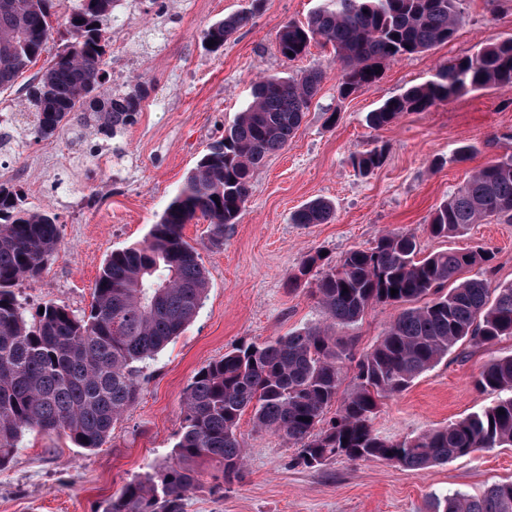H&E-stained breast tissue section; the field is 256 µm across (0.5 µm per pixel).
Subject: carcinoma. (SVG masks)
Here are the masks:
<instances>
[{"label":"carcinoma","mask_w":512,"mask_h":512,"mask_svg":"<svg viewBox=\"0 0 512 512\" xmlns=\"http://www.w3.org/2000/svg\"><path fill=\"white\" fill-rule=\"evenodd\" d=\"M119 4L0 0V91L16 86L22 92L33 112L28 131L34 140L65 127L113 139L136 123L148 96L144 84L102 91L112 46L104 23L117 21ZM459 4L321 0L305 24L282 26L278 51L294 61L313 42L331 44L340 70L338 94L347 98L377 82L385 63L449 42L464 20ZM251 17L246 11L225 16L204 30L202 42L211 52L224 49ZM59 18L67 39L47 65L17 85L47 51ZM325 75L313 68L255 83L251 103L190 170L148 237L108 255L87 313L49 304L30 314L18 300L15 288L37 281L59 250L58 217L24 206L16 186L0 182V469L31 431L62 432L87 450L106 442L138 397L146 361L195 320L206 298L208 272L183 238V226L203 218L213 241L224 238V226L237 223L248 200L254 172L294 137ZM494 86L512 87L511 36L448 60L431 79L370 112L368 122L380 129L402 112H423ZM384 159L385 149L376 147L356 156L354 166L366 174ZM333 212L330 201L318 198L293 221L324 224ZM487 218L512 224L511 155L477 170L435 209L427 228L434 237H456ZM419 254L414 235L387 232L372 247L336 263L320 253L308 256L288 286L317 271L316 293L328 324L242 343L202 366L184 393L175 461L128 480L103 512H185L186 497L198 482L194 464L203 459L219 466L215 488L241 481L246 451L237 429L248 409L256 429L299 446L297 463L308 468L342 457L427 469L478 450L512 447V395L416 438L388 442L372 429L381 399L406 390L459 341L487 344L512 336V284L491 288L479 277L459 279L466 268L488 261L487 255ZM392 288L398 294L391 295ZM372 303L407 308L360 358L353 389L325 424L342 384V348L334 328L356 322ZM477 386L512 391V355L491 362ZM427 512H512V481L479 496L437 497Z\"/></svg>","instance_id":"carcinoma-1"}]
</instances>
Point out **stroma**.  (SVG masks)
<instances>
[{
    "instance_id": "35a3bbf8",
    "label": "stroma",
    "mask_w": 512,
    "mask_h": 512,
    "mask_svg": "<svg viewBox=\"0 0 512 512\" xmlns=\"http://www.w3.org/2000/svg\"><path fill=\"white\" fill-rule=\"evenodd\" d=\"M318 4L163 0L157 6L121 0L115 37L131 52L111 56L107 72L121 85L148 86L137 123L113 140L91 130L65 129L43 141L21 133L11 156L0 158V182L15 183L27 206L49 209L59 220V251L38 281L18 288L19 300L31 312L49 303L81 312L90 307L106 256L144 240L187 173L249 103L258 77L327 70L294 138L255 171L248 201L223 239L212 241L207 221L184 226V239L209 273L207 297L186 330L148 361L136 403L103 447L91 451L63 435H27L0 470V512H102L127 480L170 461L184 391L203 365L235 345L324 323L315 279L287 285L307 255L323 252L337 261L370 248L384 232L403 231L414 234L424 256L446 250L488 254L467 276L487 279L494 288L512 283V224L487 220L453 238H435L426 229L434 210L475 170L512 155V88L490 87L405 112L381 129L366 120L386 99L430 79L448 59L512 36V0H461L464 22L452 41L387 63L376 84L345 99L337 92L331 47L311 44L293 62L277 48L279 29L306 21ZM242 10L252 11L250 23L222 53L208 52L202 32ZM379 146L386 149L383 165L360 175L354 156ZM461 146L471 154L459 162ZM316 198L333 204L332 218L294 223V213ZM398 312L375 304L358 322L336 326L346 347L342 390H349L357 360L379 343ZM510 354L512 337L457 343L405 391L381 401L375 433L401 441L491 406L497 393L481 390L475 380L490 361ZM238 435L246 450L244 482L215 491L216 463L198 462L199 481L186 512H426L434 496L478 495L512 480V447L424 470L341 458L306 468L297 464L295 446L254 430L249 417H242Z\"/></svg>"
}]
</instances>
